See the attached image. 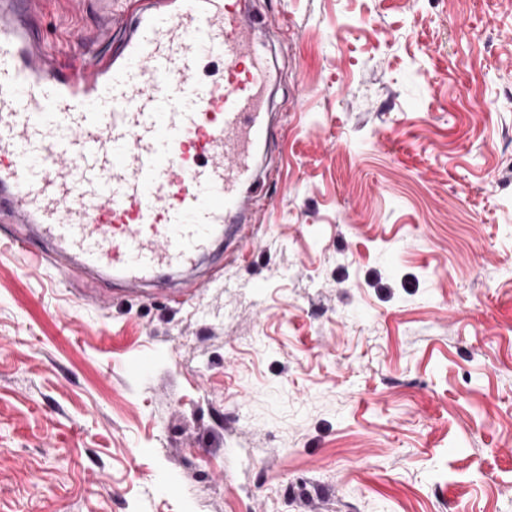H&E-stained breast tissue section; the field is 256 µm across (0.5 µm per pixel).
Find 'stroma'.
<instances>
[{
  "instance_id": "1",
  "label": "stroma",
  "mask_w": 512,
  "mask_h": 512,
  "mask_svg": "<svg viewBox=\"0 0 512 512\" xmlns=\"http://www.w3.org/2000/svg\"><path fill=\"white\" fill-rule=\"evenodd\" d=\"M247 2L290 27L256 246L174 305L0 223V512H512V0Z\"/></svg>"
}]
</instances>
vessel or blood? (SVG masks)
<instances>
[{"instance_id": "obj_1", "label": "vessel or blood", "mask_w": 512, "mask_h": 512, "mask_svg": "<svg viewBox=\"0 0 512 512\" xmlns=\"http://www.w3.org/2000/svg\"><path fill=\"white\" fill-rule=\"evenodd\" d=\"M244 0H137L103 13L114 54L66 64L37 21L42 0H0V216L65 275L129 292L191 268L216 238L252 245L268 205L258 155L274 145L269 55ZM222 78L200 76L203 62Z\"/></svg>"}]
</instances>
